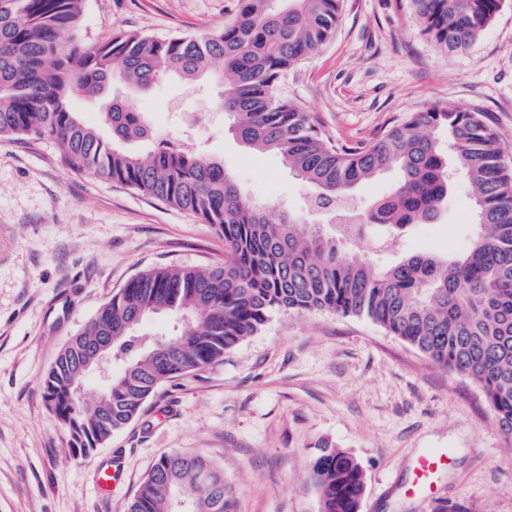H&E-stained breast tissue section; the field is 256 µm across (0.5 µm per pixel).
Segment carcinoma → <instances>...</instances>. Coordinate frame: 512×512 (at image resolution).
<instances>
[{
	"label": "carcinoma",
	"instance_id": "obj_1",
	"mask_svg": "<svg viewBox=\"0 0 512 512\" xmlns=\"http://www.w3.org/2000/svg\"><path fill=\"white\" fill-rule=\"evenodd\" d=\"M422 32L445 53L471 46L502 0H411ZM84 0H0V137L57 143L76 174L126 185L186 211L224 237V263L138 274L77 331L45 374L49 408L87 455L124 429L163 383L192 375L255 334L275 312L329 311L365 317L436 365L473 381L512 437V169L487 113L434 105L355 145L322 136L309 113L278 86L296 64L334 34L342 0H237L232 19L203 37L118 31L95 44L81 35ZM212 75L220 105L247 148L279 155L335 223L329 235L302 228L287 211L278 221L253 204L224 167L168 144L146 154L122 144L143 139L140 113L109 97L114 80L147 90L169 75ZM100 104L105 135L84 121L74 100ZM401 180L369 210L353 191L383 170ZM473 190L469 250L448 257L402 256L384 269L351 257L341 242L386 228L379 247L398 246L411 224L433 221L448 199L449 170ZM182 318L178 354H156L166 335L141 331L148 318ZM115 336L124 362L108 398L75 391L98 338ZM321 512H358L365 476L350 454L325 445L312 462ZM234 512L223 470L201 455L161 456L129 512Z\"/></svg>",
	"mask_w": 512,
	"mask_h": 512
}]
</instances>
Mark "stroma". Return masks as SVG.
<instances>
[{
  "instance_id": "1",
  "label": "stroma",
  "mask_w": 512,
  "mask_h": 512,
  "mask_svg": "<svg viewBox=\"0 0 512 512\" xmlns=\"http://www.w3.org/2000/svg\"><path fill=\"white\" fill-rule=\"evenodd\" d=\"M236 0H85L81 33L209 34ZM218 85L176 77L126 95L148 136L132 152L190 139L271 215L320 223L305 185L273 153L246 150L229 130ZM279 92L331 140L355 144L436 104L487 112L512 165V0L469 48L447 54L421 33L411 0H343L334 36L283 79ZM472 189L457 180L432 222L395 251L347 243L378 268L409 253L456 254L473 235ZM224 261L211 225L138 190L69 171L59 149L0 138V512H128L155 460L175 450L214 461L235 512H320L311 466L323 445L365 473L359 512H512V441L471 380L363 317L276 313L221 361L162 384L142 413L73 455L42 394L70 336L126 282L171 265ZM448 448L435 499L405 486L421 452ZM110 472L112 494L97 478Z\"/></svg>"
}]
</instances>
